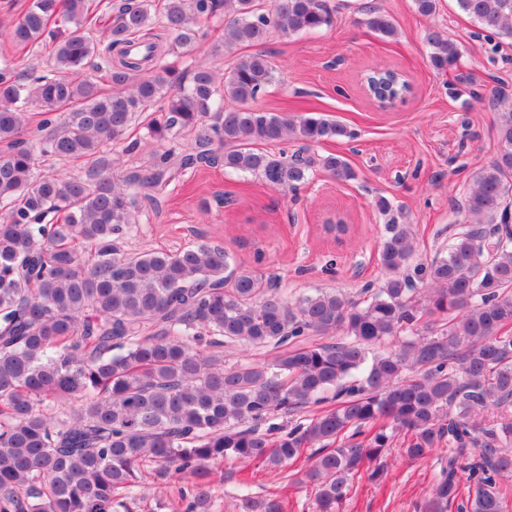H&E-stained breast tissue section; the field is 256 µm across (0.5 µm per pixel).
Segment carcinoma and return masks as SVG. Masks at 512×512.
Segmentation results:
<instances>
[{"mask_svg": "<svg viewBox=\"0 0 512 512\" xmlns=\"http://www.w3.org/2000/svg\"><path fill=\"white\" fill-rule=\"evenodd\" d=\"M497 49L512 43V0H455ZM96 0H31L9 33L17 46L50 38L53 65L13 73L0 62V512H134L129 496L155 464L182 484L172 512H210L213 467L233 458L271 472L300 465L315 512H340L355 479L387 471L394 439L434 465L421 512H508L512 499V105L501 93L496 153L473 172L448 253L411 265L412 225L384 196L382 281L355 299L317 289L291 303L269 278L201 241L176 253L124 245L139 205L187 168L222 162L273 190L314 172L356 179L344 157L311 148L352 139L316 113L263 111L275 81L255 52L217 81L183 70L203 33L197 16L224 13V47L259 46L334 24L329 0H125L101 39ZM364 24L399 36L368 7ZM426 42L438 71L461 53L443 33ZM101 79L83 76L92 59ZM106 82L111 91L101 87ZM363 84L404 100L403 74L375 69ZM41 108L30 130V104ZM141 121L168 144L123 175L106 155ZM294 137L291 156L265 146ZM190 141L189 148L181 141ZM81 161L85 175L49 173L39 158ZM87 242L83 252L75 244ZM426 288L419 289L416 282ZM392 346L372 352L378 345ZM272 346L263 363H224V345ZM332 404L310 414L304 409ZM467 476L468 486L461 485ZM238 512H286L275 492L244 493Z\"/></svg>", "mask_w": 512, "mask_h": 512, "instance_id": "1", "label": "carcinoma"}]
</instances>
